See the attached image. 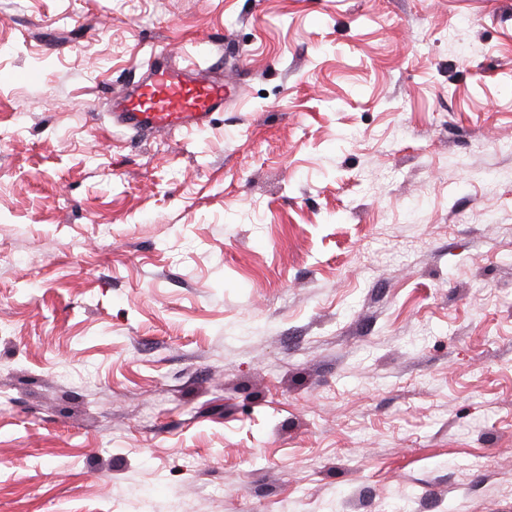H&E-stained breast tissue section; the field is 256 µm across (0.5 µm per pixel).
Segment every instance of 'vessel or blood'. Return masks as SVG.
I'll return each mask as SVG.
<instances>
[{
  "label": "vessel or blood",
  "instance_id": "vessel-or-blood-1",
  "mask_svg": "<svg viewBox=\"0 0 512 512\" xmlns=\"http://www.w3.org/2000/svg\"><path fill=\"white\" fill-rule=\"evenodd\" d=\"M229 87L214 67L162 66L116 98L114 116L118 125L152 134L197 130L223 111Z\"/></svg>",
  "mask_w": 512,
  "mask_h": 512
}]
</instances>
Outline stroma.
I'll return each mask as SVG.
<instances>
[{
    "mask_svg": "<svg viewBox=\"0 0 512 512\" xmlns=\"http://www.w3.org/2000/svg\"><path fill=\"white\" fill-rule=\"evenodd\" d=\"M0 512H512V0H0ZM230 87L222 69L162 66L116 98L115 124L152 134L201 129L223 112Z\"/></svg>",
    "mask_w": 512,
    "mask_h": 512,
    "instance_id": "35a3bbf8",
    "label": "stroma"
}]
</instances>
